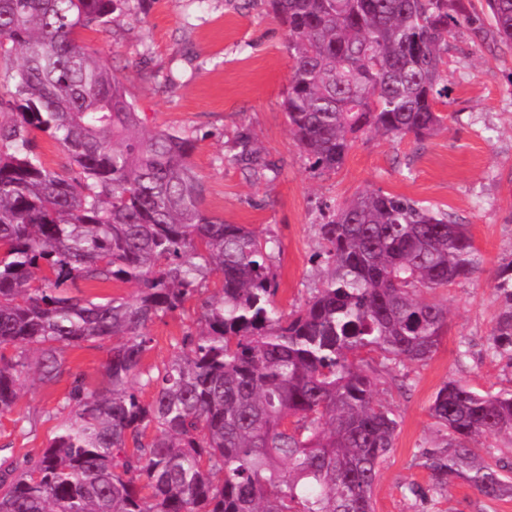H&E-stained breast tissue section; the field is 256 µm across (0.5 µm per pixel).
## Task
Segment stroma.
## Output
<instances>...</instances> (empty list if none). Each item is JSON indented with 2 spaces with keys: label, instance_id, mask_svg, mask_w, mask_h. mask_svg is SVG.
I'll use <instances>...</instances> for the list:
<instances>
[{
  "label": "stroma",
  "instance_id": "35a3bbf8",
  "mask_svg": "<svg viewBox=\"0 0 512 512\" xmlns=\"http://www.w3.org/2000/svg\"><path fill=\"white\" fill-rule=\"evenodd\" d=\"M82 40L126 78L127 97L149 130L172 129L195 141L192 164L207 191L206 210L228 224L274 237V260L284 312L302 307L323 265L318 224L364 190L402 195L448 211L466 223L485 256L471 280L436 290L447 305L448 331L432 358L389 370L370 360L380 398L398 415L395 445L374 491L375 512H512V496L490 500L462 480L444 496L415 500L408 484H426L416 451L434 437L429 406L455 378L477 391L512 390V362L491 356L489 334L502 303L494 289L502 263L512 260V48L458 28L448 41L451 92L440 110L446 130L418 140L361 135L341 168L312 169L282 110L292 61L286 28L266 0H146L86 30ZM249 130L277 174L255 180L224 163L240 130ZM198 301L148 328L143 364L162 366L195 329ZM107 344L64 349L66 373L40 384L24 373L14 411L0 416V448L37 456L67 417L62 399L72 376L102 387Z\"/></svg>",
  "mask_w": 512,
  "mask_h": 512
}]
</instances>
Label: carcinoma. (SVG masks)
Masks as SVG:
<instances>
[{
    "label": "carcinoma",
    "instance_id": "obj_1",
    "mask_svg": "<svg viewBox=\"0 0 512 512\" xmlns=\"http://www.w3.org/2000/svg\"><path fill=\"white\" fill-rule=\"evenodd\" d=\"M129 0H0V416L30 368L65 372V347L112 341L107 386L73 377L68 417L36 457L0 459V512H374L397 415L366 357L430 359L448 307L426 298L472 279L484 257L469 225L380 190L318 227L326 267L299 310L274 304L277 241L226 224L202 203L192 137L145 129L125 78L79 40ZM286 26L292 66L282 108L316 170L342 166L367 132L421 140L445 128L448 37L484 20L465 0H267ZM492 33L512 46V0H485ZM43 132L69 163L50 169ZM224 163L273 170L238 132ZM221 275L208 296L207 282ZM137 285L94 302L78 282ZM489 337L512 361V261ZM203 297L197 328L156 372L142 360L148 325ZM39 357L32 360L30 353ZM151 388L145 400L133 380ZM429 416L440 438L418 449L425 500L460 478L482 496L512 495V462L487 461L480 436H512V390L450 379Z\"/></svg>",
    "mask_w": 512,
    "mask_h": 512
}]
</instances>
